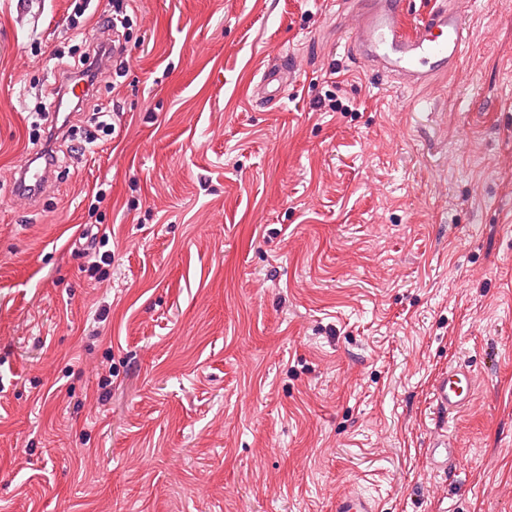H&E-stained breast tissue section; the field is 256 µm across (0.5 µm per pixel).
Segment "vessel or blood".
Here are the masks:
<instances>
[{"instance_id":"1","label":"vessel or blood","mask_w":512,"mask_h":512,"mask_svg":"<svg viewBox=\"0 0 512 512\" xmlns=\"http://www.w3.org/2000/svg\"><path fill=\"white\" fill-rule=\"evenodd\" d=\"M402 0H364L352 25L349 47L357 65L376 74L418 86L457 68L468 46L469 27L459 9L446 0L415 24H408ZM291 72L287 63L265 68L254 88L257 98L280 102ZM25 183L42 192L51 180V169L35 159L21 166ZM473 380L462 365L449 368L436 380L434 397L439 411L450 415L469 403ZM334 512H375L372 501L358 493L336 498Z\"/></svg>"}]
</instances>
